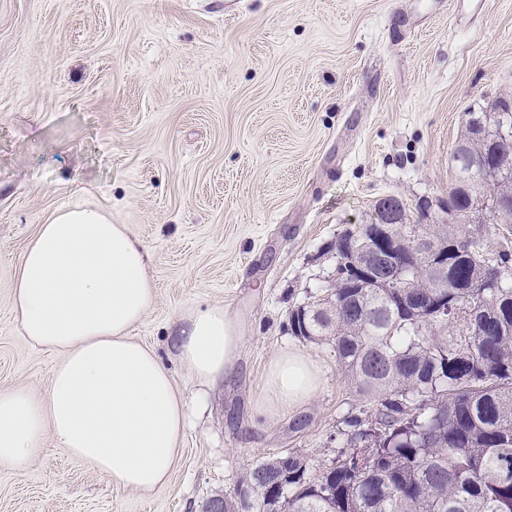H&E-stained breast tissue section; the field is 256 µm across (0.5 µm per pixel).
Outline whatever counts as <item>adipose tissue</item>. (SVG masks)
Returning <instances> with one entry per match:
<instances>
[{
    "mask_svg": "<svg viewBox=\"0 0 512 512\" xmlns=\"http://www.w3.org/2000/svg\"><path fill=\"white\" fill-rule=\"evenodd\" d=\"M148 252L103 211H60L25 249L10 286L11 311L27 341L61 356L48 392L0 391V462L23 465L45 434L115 486L148 492L164 484L180 451L185 415L169 369L131 330L151 307ZM244 337L224 306L186 316L172 345L208 385L232 371ZM321 373L289 350L269 366L259 402L272 418L299 408Z\"/></svg>",
    "mask_w": 512,
    "mask_h": 512,
    "instance_id": "obj_1",
    "label": "adipose tissue"
}]
</instances>
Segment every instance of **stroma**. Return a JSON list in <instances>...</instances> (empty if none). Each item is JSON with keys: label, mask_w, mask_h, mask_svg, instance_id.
I'll return each instance as SVG.
<instances>
[{"label": "stroma", "mask_w": 512, "mask_h": 512, "mask_svg": "<svg viewBox=\"0 0 512 512\" xmlns=\"http://www.w3.org/2000/svg\"><path fill=\"white\" fill-rule=\"evenodd\" d=\"M512 93V0H0V391L45 395L58 361L30 345L10 284L40 225L102 207L147 249L154 302L131 330L170 369L189 425L169 480L120 489L46 437L0 463V512H202L258 459L324 466L357 401L336 353L295 337L336 241L394 196L441 232L451 155L471 113ZM495 257L512 224L455 225ZM244 327L234 376L199 384L170 336L191 311ZM304 352L322 382L268 419V366Z\"/></svg>", "instance_id": "1"}]
</instances>
